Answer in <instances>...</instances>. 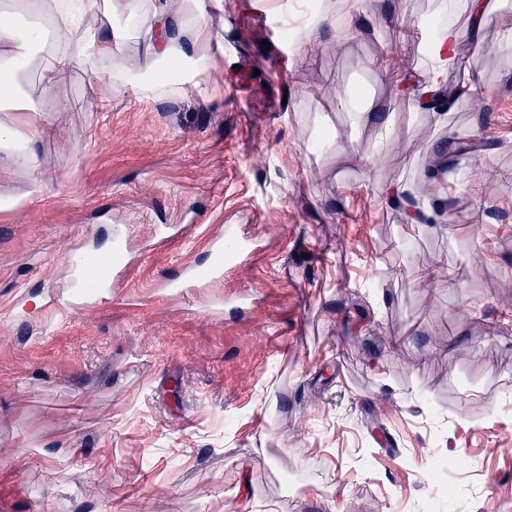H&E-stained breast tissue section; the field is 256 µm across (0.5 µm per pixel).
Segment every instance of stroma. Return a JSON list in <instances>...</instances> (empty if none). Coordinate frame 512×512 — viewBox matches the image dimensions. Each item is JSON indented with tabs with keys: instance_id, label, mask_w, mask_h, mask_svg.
Masks as SVG:
<instances>
[{
	"instance_id": "35a3bbf8",
	"label": "stroma",
	"mask_w": 512,
	"mask_h": 512,
	"mask_svg": "<svg viewBox=\"0 0 512 512\" xmlns=\"http://www.w3.org/2000/svg\"><path fill=\"white\" fill-rule=\"evenodd\" d=\"M431 15L465 23L460 0H354V38L295 62L237 0L207 14L236 38L203 91L106 111L107 67L48 96L30 71L57 133L0 161V512H512V0L487 25L496 67L448 73L482 111L398 109L374 149L336 100H388L374 61L416 55ZM482 136L455 211L407 223L386 187L426 197L438 147ZM158 224L181 237L154 247ZM188 224L236 227L245 260L172 292L208 260ZM75 249L128 272L63 320L41 306ZM428 267L454 282L413 284Z\"/></svg>"
}]
</instances>
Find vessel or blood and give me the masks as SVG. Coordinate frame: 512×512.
<instances>
[{"label":"vessel or blood","mask_w":512,"mask_h":512,"mask_svg":"<svg viewBox=\"0 0 512 512\" xmlns=\"http://www.w3.org/2000/svg\"><path fill=\"white\" fill-rule=\"evenodd\" d=\"M210 262L201 267L185 265L189 280L212 279L221 276L226 259L239 256L242 247L231 227H221L213 232L206 241ZM71 269L76 279L73 290L67 300L51 299L50 307L74 311L87 306H96L111 298L112 287L120 283L124 275L115 272L111 257H103L100 264H90L82 259H74Z\"/></svg>","instance_id":"obj_1"}]
</instances>
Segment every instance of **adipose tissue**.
I'll list each match as a JSON object with an SVG mask.
<instances>
[{
  "label": "adipose tissue",
  "instance_id": "obj_1",
  "mask_svg": "<svg viewBox=\"0 0 512 512\" xmlns=\"http://www.w3.org/2000/svg\"><path fill=\"white\" fill-rule=\"evenodd\" d=\"M15 9L44 16L65 50L55 54L53 65L41 74L45 92L58 87L62 76L75 64L96 66L108 60L114 76L125 84L136 86L148 67L165 64L180 69L176 79L158 78L150 83L152 92L169 84H184L186 78H198L205 70L204 57L187 52V45L211 46L217 37L210 28L202 0H16ZM351 0H325L318 22L305 23L304 32L291 50L292 56L307 54L325 29H332L336 42L349 41L355 34L352 26H340L337 16L349 14ZM500 7V0H463V9L473 23L472 30L455 24L441 25L437 33L421 45L422 68L409 77L397 78L400 99L409 109L429 112L435 125L448 124V109L436 108L437 98L474 100L483 91L474 84L449 88L448 72L459 60L463 43H470L473 54H480L484 44L478 33L486 20ZM129 20L136 35L126 41L114 33L112 24ZM37 39L35 29L19 32L15 23L0 24V115L4 112H25L30 125L42 124L40 107L24 97L19 83V71L29 58L25 44ZM388 199L405 208V219L411 224H436L446 205L445 193H437L424 202L413 201L408 183L399 181L388 188Z\"/></svg>",
  "mask_w": 512,
  "mask_h": 512
}]
</instances>
